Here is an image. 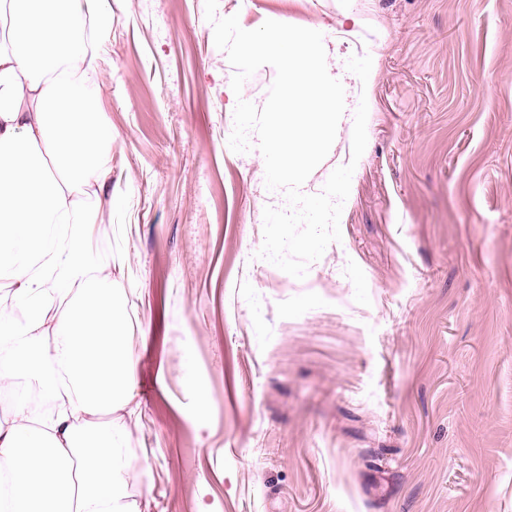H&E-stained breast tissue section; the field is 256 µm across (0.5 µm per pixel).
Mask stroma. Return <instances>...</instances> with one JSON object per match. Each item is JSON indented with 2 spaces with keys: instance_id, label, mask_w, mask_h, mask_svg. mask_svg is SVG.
Segmentation results:
<instances>
[{
  "instance_id": "35a3bbf8",
  "label": "stroma",
  "mask_w": 512,
  "mask_h": 512,
  "mask_svg": "<svg viewBox=\"0 0 512 512\" xmlns=\"http://www.w3.org/2000/svg\"><path fill=\"white\" fill-rule=\"evenodd\" d=\"M112 275L139 357V512H512V0H218L320 31L345 112L302 185L366 150L340 241L298 280L256 256L258 150L204 0H110ZM150 474L152 493L139 478Z\"/></svg>"
}]
</instances>
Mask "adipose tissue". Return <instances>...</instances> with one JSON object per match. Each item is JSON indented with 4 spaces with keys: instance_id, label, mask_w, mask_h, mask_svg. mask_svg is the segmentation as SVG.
<instances>
[{
    "instance_id": "adipose-tissue-1",
    "label": "adipose tissue",
    "mask_w": 512,
    "mask_h": 512,
    "mask_svg": "<svg viewBox=\"0 0 512 512\" xmlns=\"http://www.w3.org/2000/svg\"><path fill=\"white\" fill-rule=\"evenodd\" d=\"M111 26L109 0H0V512H130L112 417L137 406L138 357L94 259L114 133L90 42Z\"/></svg>"
}]
</instances>
